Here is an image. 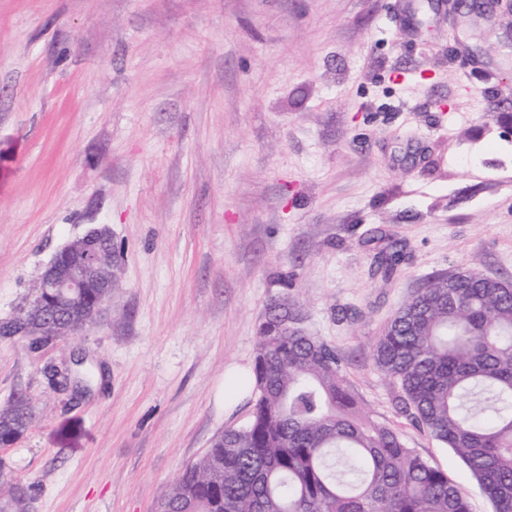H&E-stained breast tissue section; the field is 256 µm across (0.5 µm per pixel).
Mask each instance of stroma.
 Here are the masks:
<instances>
[{"mask_svg": "<svg viewBox=\"0 0 512 512\" xmlns=\"http://www.w3.org/2000/svg\"><path fill=\"white\" fill-rule=\"evenodd\" d=\"M112 229L80 335L0 336V447L26 512H159L249 418L268 303L336 348L361 407L493 512L372 359L433 278L512 282V0H0V323L55 252ZM390 279L372 273L391 244ZM16 399L28 402L30 409L34 412V406L30 398L22 393L16 394ZM28 406L12 402V398L4 405H0V431L4 440H13L7 445L14 444L29 429L32 423V413ZM16 440V441H14ZM19 440V439H18Z\"/></svg>", "mask_w": 512, "mask_h": 512, "instance_id": "stroma-1", "label": "stroma"}]
</instances>
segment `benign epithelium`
<instances>
[{"mask_svg": "<svg viewBox=\"0 0 512 512\" xmlns=\"http://www.w3.org/2000/svg\"><path fill=\"white\" fill-rule=\"evenodd\" d=\"M112 244L106 225L89 228L65 244L43 270L34 297L37 311L48 316L43 326L55 337L76 336L94 322L112 296L117 260L105 245ZM87 288H97L96 298L77 305Z\"/></svg>", "mask_w": 512, "mask_h": 512, "instance_id": "obj_1", "label": "benign epithelium"}]
</instances>
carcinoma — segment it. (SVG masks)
Here are the masks:
<instances>
[{
	"mask_svg": "<svg viewBox=\"0 0 512 512\" xmlns=\"http://www.w3.org/2000/svg\"><path fill=\"white\" fill-rule=\"evenodd\" d=\"M399 252L376 260L390 276ZM258 325L249 421L229 426L186 467L160 512H470L441 469L358 407L336 350L286 301ZM373 359L397 382L414 420L451 448L494 512H512V287L473 270L435 277L399 307ZM32 423L0 405V437ZM24 498L0 479V512Z\"/></svg>",
	"mask_w": 512,
	"mask_h": 512,
	"instance_id": "obj_1",
	"label": "carcinoma"
}]
</instances>
